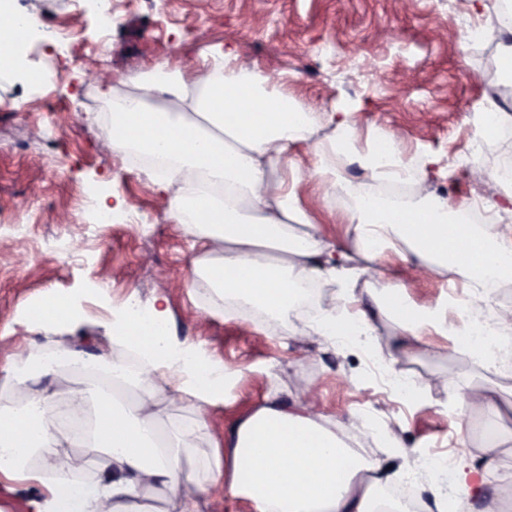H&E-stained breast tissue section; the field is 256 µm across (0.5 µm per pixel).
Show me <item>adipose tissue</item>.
I'll use <instances>...</instances> for the list:
<instances>
[{
    "label": "adipose tissue",
    "mask_w": 512,
    "mask_h": 512,
    "mask_svg": "<svg viewBox=\"0 0 512 512\" xmlns=\"http://www.w3.org/2000/svg\"><path fill=\"white\" fill-rule=\"evenodd\" d=\"M230 51L203 67L158 65L142 73L133 96L113 97L112 121L102 136L113 148H135L165 157V168L149 170L148 180L165 195L170 217L204 249L193 273L222 297L265 314L288 311L302 283L338 284L336 298L309 319L307 335L323 340L369 336L375 314L395 318L390 362L410 356L413 344L436 333L455 331L447 306L411 305L398 289L373 296V309L349 312L347 291L359 280L383 278L387 254L426 277L460 283L472 305L490 303L512 278V225L495 219L503 209L497 177H490L480 202L492 218L481 225L460 220L459 210L428 186L435 157L405 162L401 141L389 134L361 133L346 112H310L268 75L233 62ZM333 134L320 138L319 132ZM309 155L303 166L301 155ZM358 160L363 175L347 178L342 166ZM408 175L415 191L392 203L373 194L376 186ZM309 177L330 200L353 202L345 221L353 234L327 241L301 207L297 185ZM167 311L162 306L117 311L98 359H90L64 327L77 323L71 302L43 301L32 317L52 333V350L41 357L15 349L0 364V473L25 474L48 489L33 512H198L197 494L223 484L247 498L254 512H382L376 494L392 479L381 459L351 448V432L371 431L370 423H342L320 415L300 394L286 399L267 394L262 403L236 418L222 443L198 458L186 477L184 458L206 426L204 410L224 398L228 375L200 344L158 339ZM142 358L127 375L120 353ZM97 363L101 374L119 379L132 401L91 411L97 386L79 382L47 392L32 381L54 373L56 364L83 368ZM188 403L192 423L171 422L161 436L158 421L173 401ZM58 415H92L82 437L61 430ZM86 455H105L92 487L74 475ZM162 491V504L146 499Z\"/></svg>",
    "instance_id": "ef3b65f1"
}]
</instances>
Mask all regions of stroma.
Listing matches in <instances>:
<instances>
[{"mask_svg":"<svg viewBox=\"0 0 512 512\" xmlns=\"http://www.w3.org/2000/svg\"><path fill=\"white\" fill-rule=\"evenodd\" d=\"M16 7L48 37L26 45L21 70L0 73V362L15 348L48 346L46 332L28 320L43 299L78 300L83 316L70 333L95 340L129 301L146 308L160 297L167 334L202 342L231 374L223 404L195 441L198 452L222 441L229 421L269 392L293 397L308 388L318 413L339 420L357 413L378 428L358 436V452L412 476L410 492L424 512H482L487 500L504 497L498 474L512 473V384L478 366L458 335L430 336L392 365L393 319H379L369 342H327L304 336L302 313L269 317L221 301L193 275L199 251L170 218L164 195L126 153L104 148L107 98L103 85L86 80L87 70L102 69L130 92L150 67L191 66L217 47L233 50L238 64L277 73L303 107L350 112L360 130L394 133L407 156L438 155L451 173L432 177L430 187L454 205L481 196L489 174L512 155V143L483 142L475 125L489 99L512 111V88L499 79V40L479 0H112L107 28L98 0H16ZM60 65L62 78L44 88L24 76ZM409 71L415 81L407 85ZM101 186L124 202L108 225L95 223L90 205ZM297 191L323 236H345V204L323 200L309 181ZM62 213L68 222H59ZM386 275L375 288L406 284V298L419 305L446 303L452 293L442 278L411 281L393 256ZM103 280L111 286L101 297ZM400 377L412 393L404 401L387 388ZM474 385L497 391L499 417L458 416L460 396ZM485 425L497 431V471L485 498L456 500L444 480L415 479L424 455L482 465ZM46 494L39 482L0 475V512H31Z\"/></svg>","mask_w":512,"mask_h":512,"instance_id":"stroma-1","label":"stroma"}]
</instances>
